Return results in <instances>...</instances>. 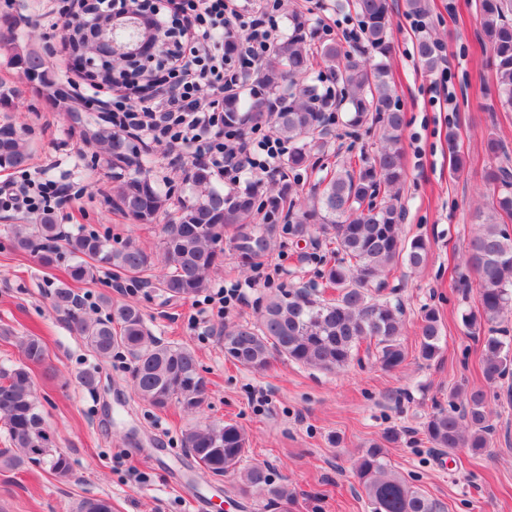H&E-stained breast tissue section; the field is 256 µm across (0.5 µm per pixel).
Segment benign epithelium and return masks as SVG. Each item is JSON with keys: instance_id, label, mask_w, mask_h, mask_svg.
I'll use <instances>...</instances> for the list:
<instances>
[{"instance_id": "benign-epithelium-1", "label": "benign epithelium", "mask_w": 512, "mask_h": 512, "mask_svg": "<svg viewBox=\"0 0 512 512\" xmlns=\"http://www.w3.org/2000/svg\"><path fill=\"white\" fill-rule=\"evenodd\" d=\"M83 18L80 29L82 49L72 50L75 64L103 89L101 67L112 59H120L122 68L113 74L112 85H126L138 94L152 95L162 84L159 75L163 47L183 34L177 21L162 24L156 17L151 0H138L129 7L127 0H112V9L105 10L98 0H72Z\"/></svg>"}]
</instances>
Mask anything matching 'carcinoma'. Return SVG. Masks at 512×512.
Returning <instances> with one entry per match:
<instances>
[{
  "mask_svg": "<svg viewBox=\"0 0 512 512\" xmlns=\"http://www.w3.org/2000/svg\"><path fill=\"white\" fill-rule=\"evenodd\" d=\"M350 6L362 23L363 47L344 51L336 43L321 49L334 64L333 79L341 85L340 97L320 90L304 80L312 70L307 49L308 23L301 16L291 20L288 36L279 40L272 57L250 73L247 94L224 97V124L241 130L262 121L272 122L278 138L291 145L285 167L270 179L267 200L258 191H224L214 184V173L206 165L193 166L186 178L190 195L177 216L165 225L158 260L131 243L120 248L95 233L61 237L59 225L50 215L39 224H17L10 229L15 245L33 250L43 267L59 262L60 251L71 260L69 277L74 282L94 279L102 267L115 268L133 278L162 265L158 285L173 299L197 296L209 287L212 272L224 259V230L240 229L236 249L243 266L250 268L265 258L278 236L293 238L309 234L319 224L332 231L334 261H324L321 279L336 289L333 299H320L305 287L281 289L270 297L254 325L224 328L220 342L224 358L248 369L262 371L272 360H288L324 371L343 369L364 342L375 345V358L386 370L406 359L399 336L403 330V307L399 300L382 294L385 272L397 265L421 267L428 245L420 237L402 238L405 210L400 193L405 180L400 142L404 112L391 85L385 59L389 55L392 20L389 0H351ZM482 28L495 67L500 102L512 107V0H479ZM10 63L18 69L19 83L0 82V112L14 107L24 86L48 88L51 105L68 112L75 107L61 93L59 83L49 78L42 56L14 46ZM416 52L429 70L439 68L441 57L430 35L421 36ZM346 106V122L378 127L382 147L372 159L355 165L341 160L320 178L300 207L293 197L298 171L314 166V156L324 148L323 136L329 113ZM85 139L98 143L108 162L139 163L128 137L110 128L96 127ZM31 159L23 134L9 120L0 121V171L20 170ZM488 185L498 190L493 213L479 224L468 243L466 269L479 284L480 307L462 315L464 326L482 336V374L493 385L512 374V343L498 335L496 325L512 313V230L497 221L496 212L512 217V169L497 165L486 172ZM114 204L140 224H152L167 213L169 194L162 191L148 172L141 171L113 188ZM288 205V223H278L280 206ZM267 209L266 222L246 229V220ZM54 306L71 313L78 335L101 358L123 351L130 357L134 394L157 410L174 405L188 415L200 412L209 392L195 351L181 344L157 339L147 328L140 309L131 303L110 308L106 319H87L73 312L77 298L72 289L57 287ZM442 331L438 311L424 310L421 318L418 358L430 363L441 354ZM46 360L45 347L36 336L22 340V360L0 368V422L10 447L0 449V468L25 466L47 468L60 478L72 472L70 457L58 450L45 427L39 409L31 366ZM493 424L487 394L460 387L448 393V406L437 405L423 423V434L435 448L454 451L470 448L490 451ZM182 447L204 471L217 476H239V490L267 494L288 503V495L273 485L260 464L244 466L248 437L235 423L213 421L191 426L181 438ZM19 453H12V449ZM355 475L370 512H440L439 507L404 477L389 468L382 443L362 451ZM78 512H112L106 498H86Z\"/></svg>",
  "mask_w": 512,
  "mask_h": 512,
  "instance_id": "cac0c4a2",
  "label": "carcinoma"
}]
</instances>
